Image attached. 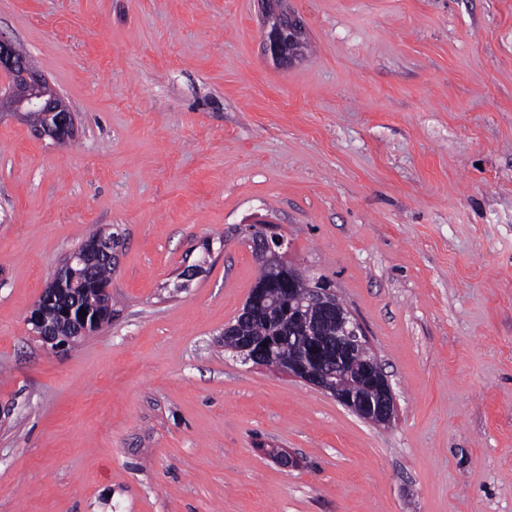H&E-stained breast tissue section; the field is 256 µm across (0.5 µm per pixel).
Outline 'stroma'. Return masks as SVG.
<instances>
[{
	"instance_id": "1",
	"label": "stroma",
	"mask_w": 512,
	"mask_h": 512,
	"mask_svg": "<svg viewBox=\"0 0 512 512\" xmlns=\"http://www.w3.org/2000/svg\"><path fill=\"white\" fill-rule=\"evenodd\" d=\"M290 6L281 67L256 0H0L77 121L0 116V512H512V0ZM259 223L361 322L390 426L225 350ZM97 232L112 322L53 351L26 317Z\"/></svg>"
}]
</instances>
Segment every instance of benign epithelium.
Masks as SVG:
<instances>
[{
    "instance_id": "1",
    "label": "benign epithelium",
    "mask_w": 512,
    "mask_h": 512,
    "mask_svg": "<svg viewBox=\"0 0 512 512\" xmlns=\"http://www.w3.org/2000/svg\"><path fill=\"white\" fill-rule=\"evenodd\" d=\"M287 0H261L262 51L265 58L277 65L294 61L291 42L305 35V28L293 12L286 7ZM0 73L7 82L0 85V112L7 110L23 117L42 113L43 120L34 127L35 135L56 142L75 135V120L65 101L55 94L47 95L50 84L35 70L14 44L0 39ZM248 240L255 249L256 258L263 272L271 271L277 277L260 278L252 289L236 320L224 326V334L231 333L236 322L252 319L265 299V289L271 283H284L291 278V266L284 259L285 239L265 226L250 225L245 228ZM102 254L114 259L116 247L112 241L99 234L85 241V249L67 256L55 273V279H68V288H46L29 312L27 320L37 336L53 348L65 347L92 333L89 316L79 315L80 285L90 273V267ZM322 287L312 288L305 297L294 296L293 289H281V299L288 308V319L296 322L304 313H315V319L333 317L336 335L315 336L314 342L324 351L328 360H340L360 352L364 356L362 378L366 392L355 394L347 391L337 380L339 372L330 371L306 357L274 359L263 356L254 349L249 336L237 337V351L245 360L283 373L313 388L321 390L362 419L375 425H388L397 412L396 398L387 375L377 357L371 352L365 332L356 316L338 301L330 280L321 279Z\"/></svg>"
}]
</instances>
